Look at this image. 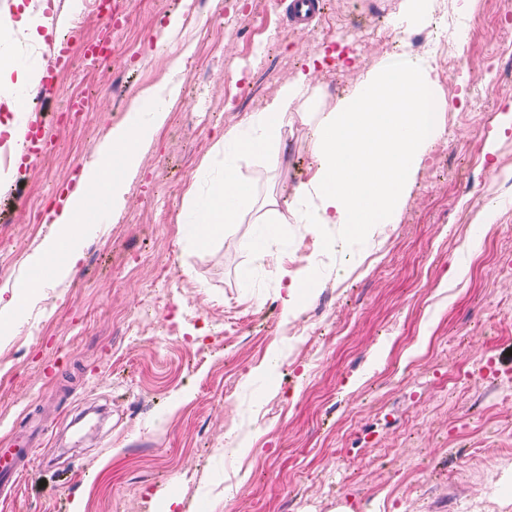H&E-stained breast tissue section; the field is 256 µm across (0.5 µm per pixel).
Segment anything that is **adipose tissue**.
<instances>
[{"label":"adipose tissue","mask_w":512,"mask_h":512,"mask_svg":"<svg viewBox=\"0 0 512 512\" xmlns=\"http://www.w3.org/2000/svg\"><path fill=\"white\" fill-rule=\"evenodd\" d=\"M37 81L36 72L19 62L15 41L0 39V94L11 97L14 89ZM436 83L433 67L424 60L404 69L378 67L336 106L315 111L310 106L314 96L310 77L298 73L281 85L260 112L250 116L254 135L245 138L236 129L225 130L217 144L224 155V173L211 184L190 234L204 246L245 222L255 190L241 177L238 161L245 155L275 158L285 131L299 114L312 123L317 169L305 195L288 203L297 223L345 224L354 232L369 224L393 223L433 132L428 103ZM166 97V92L154 87L140 92L131 109L145 114V121L113 128L83 175L84 181L105 190L112 207L123 202L125 176L137 171L140 146L163 119ZM116 145L123 150L119 175L109 164ZM90 203L84 189L71 194L55 218V232L44 254L33 257L29 276L14 284V308H23L38 291L34 275L42 269L46 255L73 245L87 222Z\"/></svg>","instance_id":"1"}]
</instances>
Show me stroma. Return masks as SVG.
Listing matches in <instances>:
<instances>
[{
  "label": "stroma",
  "instance_id": "obj_1",
  "mask_svg": "<svg viewBox=\"0 0 512 512\" xmlns=\"http://www.w3.org/2000/svg\"><path fill=\"white\" fill-rule=\"evenodd\" d=\"M324 2L302 30L281 0H112L126 18L116 28L91 0H0V17L27 6L50 19L31 68L71 31L119 53L77 56L40 94L31 117L52 146L0 179V237L18 249L0 278V448L36 447L0 512H158L165 497L175 512H458L467 498L512 512V80L491 66L512 43L505 0L448 4L471 20L448 33L463 69L433 92L442 124L387 237L246 223L200 249L187 235L189 200L224 165L216 143L248 134L281 83L310 72L330 108L367 70L415 58L419 23L402 0L382 5L394 52L373 0ZM162 84L177 95L121 208L85 225L75 264L11 317L12 283L53 235L30 210L75 191L109 131L136 123L135 95ZM78 91L91 110L75 125L65 104ZM238 165L258 199L286 204L315 172L312 130L294 120L277 164ZM259 236L263 262L247 248ZM303 237L311 249L293 255ZM303 279L285 310L287 284Z\"/></svg>",
  "mask_w": 512,
  "mask_h": 512
}]
</instances>
